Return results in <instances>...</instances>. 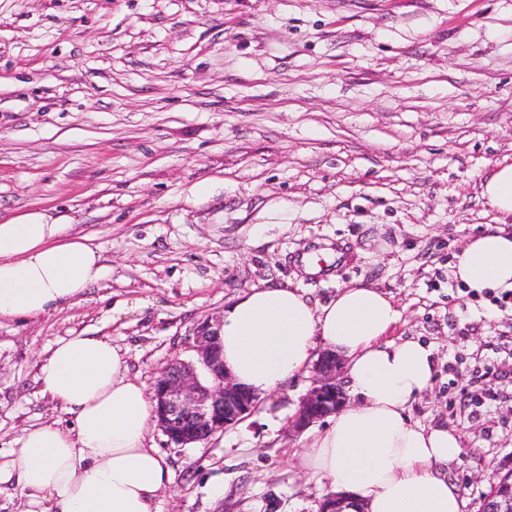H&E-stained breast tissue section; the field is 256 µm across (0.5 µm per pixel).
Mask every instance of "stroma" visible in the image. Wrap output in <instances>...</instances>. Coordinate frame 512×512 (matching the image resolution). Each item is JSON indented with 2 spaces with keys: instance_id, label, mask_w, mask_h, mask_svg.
I'll return each mask as SVG.
<instances>
[{
  "instance_id": "35a3bbf8",
  "label": "stroma",
  "mask_w": 512,
  "mask_h": 512,
  "mask_svg": "<svg viewBox=\"0 0 512 512\" xmlns=\"http://www.w3.org/2000/svg\"><path fill=\"white\" fill-rule=\"evenodd\" d=\"M512 164V0H0V222L42 212L92 238L83 296L0 321V454L71 415L36 383L47 349L106 336L146 384L196 360L192 328L254 288L391 297L390 340L429 347L405 414L455 429L448 477L481 512L512 457V298L452 275L502 221L482 195ZM303 372L180 448L162 512H318L290 421Z\"/></svg>"
}]
</instances>
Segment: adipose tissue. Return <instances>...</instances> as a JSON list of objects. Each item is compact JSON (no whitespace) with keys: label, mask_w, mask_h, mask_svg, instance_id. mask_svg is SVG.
<instances>
[{"label":"adipose tissue","mask_w":512,"mask_h":512,"mask_svg":"<svg viewBox=\"0 0 512 512\" xmlns=\"http://www.w3.org/2000/svg\"><path fill=\"white\" fill-rule=\"evenodd\" d=\"M104 272L98 248L70 225L31 212L0 223V320L35 318L80 298ZM455 278L474 296L512 291V231L469 237ZM398 321L379 289L339 290L322 307L295 288H254L224 310V369L259 395L304 372L318 344L346 363L357 404L342 408L298 463L330 492L346 491L366 512H464L446 470L460 462L455 431L405 415L433 377L432 351L388 335ZM42 395L75 425L31 431L0 460V485L17 490L23 512H161L174 472L148 434L152 393L129 374L111 340L80 333L57 340L42 362Z\"/></svg>","instance_id":"ef3b65f1"}]
</instances>
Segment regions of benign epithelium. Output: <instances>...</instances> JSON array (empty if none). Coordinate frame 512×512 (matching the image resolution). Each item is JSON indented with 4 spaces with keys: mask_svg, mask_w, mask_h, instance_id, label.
I'll use <instances>...</instances> for the list:
<instances>
[{
    "mask_svg": "<svg viewBox=\"0 0 512 512\" xmlns=\"http://www.w3.org/2000/svg\"><path fill=\"white\" fill-rule=\"evenodd\" d=\"M223 317H206L192 329L197 362L172 360L152 388L157 426L178 447L209 439L253 415L260 397L224 373L219 340ZM343 367L336 354L323 352L313 367L311 386L299 403L291 426L301 433L313 423L336 414L347 404ZM492 490L482 512H512V464L489 476ZM319 512H365L345 492L329 494Z\"/></svg>",
    "mask_w": 512,
    "mask_h": 512,
    "instance_id": "7a95c632",
    "label": "benign epithelium"
}]
</instances>
